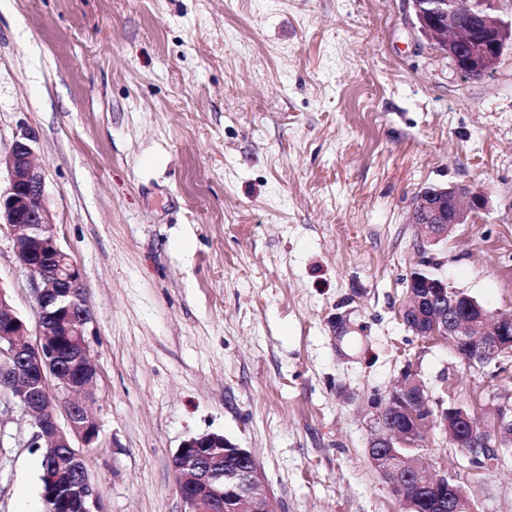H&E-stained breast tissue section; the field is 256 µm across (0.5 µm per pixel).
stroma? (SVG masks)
<instances>
[{
	"instance_id": "35a3bbf8",
	"label": "stroma",
	"mask_w": 512,
	"mask_h": 512,
	"mask_svg": "<svg viewBox=\"0 0 512 512\" xmlns=\"http://www.w3.org/2000/svg\"><path fill=\"white\" fill-rule=\"evenodd\" d=\"M30 130L92 311L86 453L103 512H183L171 457L217 433L281 512H402L367 444L405 373L434 410L512 406V356L464 362L403 320L421 261L512 311V44L470 80L406 0H0V151ZM486 211L436 244L428 185ZM0 284L35 320L0 231ZM20 408L0 418V512H39ZM475 512H512L438 427L418 444Z\"/></svg>"
}]
</instances>
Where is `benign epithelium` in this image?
I'll use <instances>...</instances> for the list:
<instances>
[{
	"label": "benign epithelium",
	"mask_w": 512,
	"mask_h": 512,
	"mask_svg": "<svg viewBox=\"0 0 512 512\" xmlns=\"http://www.w3.org/2000/svg\"><path fill=\"white\" fill-rule=\"evenodd\" d=\"M413 26L427 46L455 62L489 72L496 68L512 22L497 12L505 0H481L475 8L473 31H459L457 7L448 0H408ZM27 130L15 136L9 152L0 154L8 186L0 189V229L12 235L20 265L31 276L35 300V341L17 315L7 288L0 285V394L31 417L34 433L28 447L50 457L62 456L70 468L45 469L43 502L62 497L68 512H103L85 465L86 448L97 440V424L79 396L96 381L91 346V309L82 273L58 242L46 198L45 172L37 163ZM488 199L465 185H430L412 204V219L428 243L448 239L456 227L469 224L486 210ZM424 261L410 275L411 300L403 318L414 333L442 338L469 364L487 365L512 356V313L491 312L476 298L430 271ZM66 408V424L54 407ZM489 428L469 409L450 405L436 412L424 384L409 373L388 399L378 402V431L368 442V455L404 512H419L423 494L435 496L438 512H466L472 502L453 479L423 473L413 466V451L435 425L474 461L499 455L512 439V415L498 407ZM184 512H280L265 475L253 454L224 436L208 433L182 442L172 457Z\"/></svg>",
	"instance_id": "7a95c632"
}]
</instances>
